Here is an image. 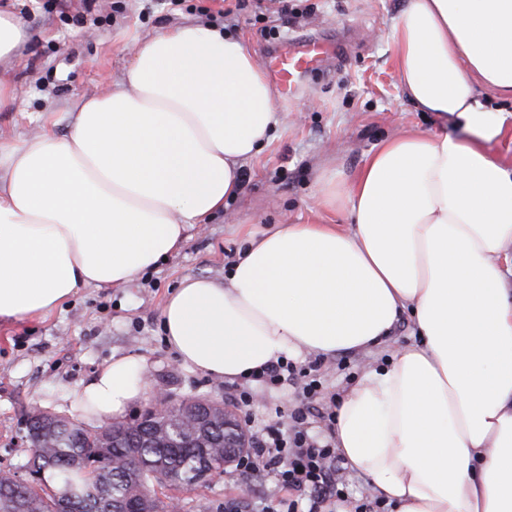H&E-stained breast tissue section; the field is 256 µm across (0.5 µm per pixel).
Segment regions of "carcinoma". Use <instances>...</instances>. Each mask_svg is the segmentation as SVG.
I'll list each match as a JSON object with an SVG mask.
<instances>
[{"mask_svg":"<svg viewBox=\"0 0 512 512\" xmlns=\"http://www.w3.org/2000/svg\"><path fill=\"white\" fill-rule=\"evenodd\" d=\"M200 398L181 400L178 408L161 420H151L142 429H123L100 440L82 422L61 416V427L45 434L42 416L22 422L25 436L38 438L26 449L23 467L36 475L21 485L16 473L0 470V512H99L105 506L118 512H169L170 497L161 498L155 486L176 490L203 487L201 473L224 468L233 456H224V421L205 430L185 427L176 438L167 437L171 424L187 414L198 416ZM79 487L82 497L62 504L58 492L69 484Z\"/></svg>","mask_w":512,"mask_h":512,"instance_id":"carcinoma-1","label":"carcinoma"}]
</instances>
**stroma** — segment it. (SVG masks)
<instances>
[{"mask_svg": "<svg viewBox=\"0 0 512 512\" xmlns=\"http://www.w3.org/2000/svg\"><path fill=\"white\" fill-rule=\"evenodd\" d=\"M182 11L155 8L139 21L140 0H124L119 12L106 6L84 13L80 0H0V9L25 13L30 38L14 57L0 63V80L17 89L0 106V139L20 141L38 132L53 114L58 134L70 130L74 105L117 82L135 43L160 29L206 23L207 13L235 11L237 0H187ZM405 0H288L300 9L284 19L272 0H253L250 9L264 22L239 18L234 36L257 59L275 40L264 26L287 40L318 37L329 43L330 59L290 100H278V124L263 148L242 165L243 189L204 223L189 228L183 248L140 273L124 287L82 288L42 320L0 324V469L25 461L16 446L24 412L40 409L78 416L74 393L112 357L128 355L145 365L147 389L174 399L224 398V382L181 363L165 342L161 319L166 299L187 277L223 279L249 236L279 224L344 223L317 203L323 171L350 174L386 136L404 129H438L433 115L405 97L388 37ZM411 319L402 315L391 344L364 355H336L318 379L323 400L340 396L392 347L413 344ZM251 496L276 504L282 493L261 475L241 481L231 472L208 488L187 493L194 512H216L224 501Z\"/></svg>", "mask_w": 512, "mask_h": 512, "instance_id": "1", "label": "stroma"}]
</instances>
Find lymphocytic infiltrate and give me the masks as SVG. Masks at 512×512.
Returning <instances> with one entry per match:
<instances>
[{
    "label": "lymphocytic infiltrate",
    "mask_w": 512,
    "mask_h": 512,
    "mask_svg": "<svg viewBox=\"0 0 512 512\" xmlns=\"http://www.w3.org/2000/svg\"><path fill=\"white\" fill-rule=\"evenodd\" d=\"M321 366L318 359L305 367L281 359L264 368L258 381L291 390L292 399L260 427L255 426L251 412L253 393L237 384L224 389L226 401L242 414L251 432L253 451L236 463V472L245 478L271 475L291 495L286 512H326L345 498L342 459L332 440L336 406L320 402L312 377ZM314 418L323 425L321 433L310 431Z\"/></svg>",
    "instance_id": "f902f5d3"
}]
</instances>
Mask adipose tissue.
Segmentation results:
<instances>
[{
    "instance_id": "1",
    "label": "adipose tissue",
    "mask_w": 512,
    "mask_h": 512,
    "mask_svg": "<svg viewBox=\"0 0 512 512\" xmlns=\"http://www.w3.org/2000/svg\"><path fill=\"white\" fill-rule=\"evenodd\" d=\"M407 99L453 131L381 140L318 203L346 226L250 238L225 281L184 278L169 348L230 383L280 358L355 354L410 314L394 350L336 402L334 439L393 512H512V0H406L389 33ZM277 90L244 41L186 24L138 42L119 83L81 100L69 134L0 141V321L41 319L79 289L122 286L242 189L277 123ZM116 356L76 392L121 417L146 390Z\"/></svg>"
}]
</instances>
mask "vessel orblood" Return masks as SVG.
Here are the masks:
<instances>
[{
  "instance_id": "b4317fda",
  "label": "vessel or blood",
  "mask_w": 512,
  "mask_h": 512,
  "mask_svg": "<svg viewBox=\"0 0 512 512\" xmlns=\"http://www.w3.org/2000/svg\"><path fill=\"white\" fill-rule=\"evenodd\" d=\"M328 57L323 42L316 39L296 40L282 44L266 58L269 75L281 88L284 98L296 96L305 77L320 70Z\"/></svg>"
}]
</instances>
